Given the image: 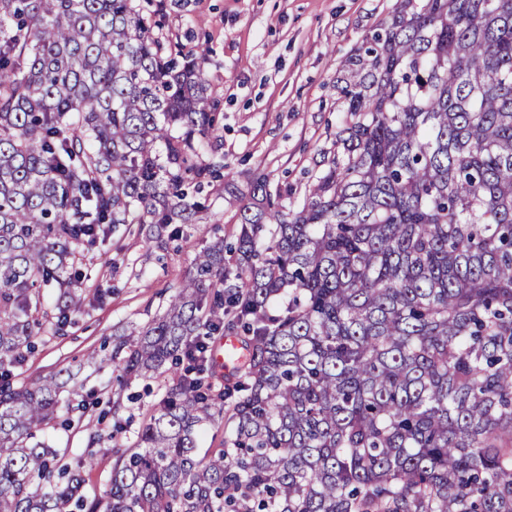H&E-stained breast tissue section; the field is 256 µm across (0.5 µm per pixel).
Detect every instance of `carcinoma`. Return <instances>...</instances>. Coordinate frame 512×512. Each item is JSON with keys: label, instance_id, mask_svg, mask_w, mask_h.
Wrapping results in <instances>:
<instances>
[{"label": "carcinoma", "instance_id": "cac0c4a2", "mask_svg": "<svg viewBox=\"0 0 512 512\" xmlns=\"http://www.w3.org/2000/svg\"><path fill=\"white\" fill-rule=\"evenodd\" d=\"M205 64L134 0H0V512H512V0H395L341 61L342 150L303 204L254 173L235 243L116 341L172 381L106 501L96 458L39 439L82 386L14 371L80 310L83 248L163 246L223 177ZM238 329L219 386L209 340Z\"/></svg>", "mask_w": 512, "mask_h": 512}]
</instances>
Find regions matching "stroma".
Masks as SVG:
<instances>
[{
  "instance_id": "35a3bbf8",
  "label": "stroma",
  "mask_w": 512,
  "mask_h": 512,
  "mask_svg": "<svg viewBox=\"0 0 512 512\" xmlns=\"http://www.w3.org/2000/svg\"><path fill=\"white\" fill-rule=\"evenodd\" d=\"M158 35L184 48L203 47L209 95L218 112V154L236 193L217 190L202 223L157 248L129 224L98 249L84 251L82 307L64 335L44 332L35 352L16 373L36 385L73 371L90 399L72 414L71 426L45 429L65 462L91 454L85 473L88 497L103 495L110 479V448L132 446L144 418L161 399L168 375L131 383L112 360L116 334L142 327L163 313L206 242L237 234L235 213L255 172L286 207L304 193L336 151L344 118L336 88L341 61L386 19L394 0H138ZM98 361L86 362L89 351Z\"/></svg>"
}]
</instances>
